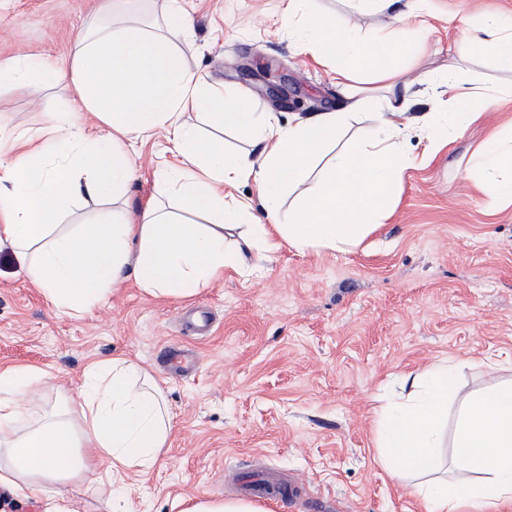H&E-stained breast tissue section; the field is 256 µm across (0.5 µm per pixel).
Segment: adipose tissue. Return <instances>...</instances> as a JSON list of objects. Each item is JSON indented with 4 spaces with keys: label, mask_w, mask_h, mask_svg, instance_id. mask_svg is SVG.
Listing matches in <instances>:
<instances>
[{
    "label": "adipose tissue",
    "mask_w": 512,
    "mask_h": 512,
    "mask_svg": "<svg viewBox=\"0 0 512 512\" xmlns=\"http://www.w3.org/2000/svg\"><path fill=\"white\" fill-rule=\"evenodd\" d=\"M131 0H100L95 18L73 53L47 62L31 55L0 61V86L69 82L74 105L48 115L40 143L0 139V245H8L27 279L58 313L79 317L105 306L135 277L147 294L186 299L220 281L225 269L251 272L281 246L298 252H347L375 228L395 188L416 158L403 143L408 88L388 59L417 58L414 37H360L355 19L334 24L310 0H288L283 24L302 51L328 64L350 100L345 112H319L281 124L247 111L243 93L220 90L184 62L191 17L180 0H151L165 28L149 35L131 14ZM485 35L460 25L462 52L488 56L512 71V15L485 18ZM387 82L383 100L354 92L360 74ZM448 98L446 123L428 119L433 147L462 137L499 98L452 70L422 73ZM376 107L369 138L340 144L351 112ZM195 112L230 130L256 156L225 151L220 138L202 139L184 114ZM107 133L87 134L85 114ZM165 133L177 164L157 167L160 194L136 211L120 202L137 168L125 149L131 139ZM512 140L490 133L474 155L471 180L495 203L512 202ZM255 182L263 216L230 187ZM85 200L109 201L111 215L63 227L61 220ZM457 365L436 363L424 375L404 373L395 403L377 412L384 463L408 478L424 512H498L512 502V381L461 398L454 436L442 416ZM49 377L27 366L0 370V488L39 500L44 512H78L74 487L100 467L119 474L147 469L171 446L172 422L164 393L138 360L116 357L84 369L77 396L49 398ZM452 446L451 468L442 450Z\"/></svg>",
    "instance_id": "adipose-tissue-1"
}]
</instances>
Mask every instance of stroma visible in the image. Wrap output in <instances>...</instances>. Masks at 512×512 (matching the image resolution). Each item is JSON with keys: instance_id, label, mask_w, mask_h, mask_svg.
Here are the masks:
<instances>
[{"instance_id": "1", "label": "stroma", "mask_w": 512, "mask_h": 512, "mask_svg": "<svg viewBox=\"0 0 512 512\" xmlns=\"http://www.w3.org/2000/svg\"><path fill=\"white\" fill-rule=\"evenodd\" d=\"M98 0H0V60L67 57ZM288 0H181L193 20L190 69L240 89L250 111L279 119L346 110L335 73L302 52L282 24ZM512 13V0H424L426 46L400 65L412 112L432 109L415 77L454 64L505 98L494 124L432 151L420 130L407 146L417 164L396 189L381 227L347 253L283 246L259 274L225 270L182 300L150 296L128 278L108 306L57 314L0 249V367L51 373L77 394L87 363L138 359L158 378L172 414L167 452L123 477L121 512H184L195 498L244 499L258 476L299 480L298 499L266 512H423L403 479L381 463L376 411L396 377L466 359L458 384L512 379V204L493 205L467 178L491 126L512 133V72L458 55L456 19ZM63 84L0 90V125L38 134L47 110L64 111ZM165 134L128 141L138 166L131 206L155 192L170 160Z\"/></svg>"}]
</instances>
